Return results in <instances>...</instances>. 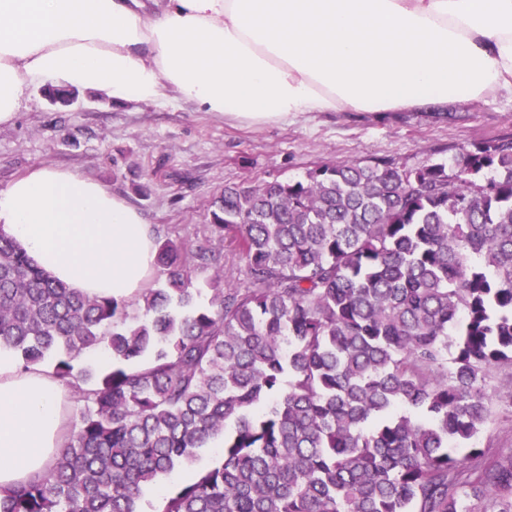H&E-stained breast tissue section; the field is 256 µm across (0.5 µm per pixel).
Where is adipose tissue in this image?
<instances>
[{
    "label": "adipose tissue",
    "mask_w": 512,
    "mask_h": 512,
    "mask_svg": "<svg viewBox=\"0 0 512 512\" xmlns=\"http://www.w3.org/2000/svg\"><path fill=\"white\" fill-rule=\"evenodd\" d=\"M35 82L266 125L467 103L512 91V0H0V125ZM0 232L83 295L130 300L155 272L144 216L74 172L0 190ZM69 414L65 383L0 351V493L44 473Z\"/></svg>",
    "instance_id": "1"
}]
</instances>
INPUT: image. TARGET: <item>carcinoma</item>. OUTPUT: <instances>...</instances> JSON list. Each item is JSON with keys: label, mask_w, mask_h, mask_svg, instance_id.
I'll return each mask as SVG.
<instances>
[{"label": "carcinoma", "mask_w": 512, "mask_h": 512, "mask_svg": "<svg viewBox=\"0 0 512 512\" xmlns=\"http://www.w3.org/2000/svg\"><path fill=\"white\" fill-rule=\"evenodd\" d=\"M209 215V246L155 241L162 281L134 301L75 293L0 233V350L53 358L83 403L0 512H147L216 440L156 512H512V453L476 444L512 369V137L226 185ZM97 350L105 369L76 367ZM220 456V448L209 447L200 449L192 463L186 466L176 467L171 473L161 477L157 488L146 490L145 500L152 502L155 507H158L160 503V493L182 484L195 472L211 466Z\"/></svg>", "instance_id": "1"}]
</instances>
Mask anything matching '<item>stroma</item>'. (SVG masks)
<instances>
[{
    "mask_svg": "<svg viewBox=\"0 0 512 512\" xmlns=\"http://www.w3.org/2000/svg\"><path fill=\"white\" fill-rule=\"evenodd\" d=\"M506 135L512 136L508 90L439 116L319 112L246 127L171 96L115 104L105 92L79 90L71 105L61 106L35 87L14 121L0 126V189L41 167L75 172L125 197L155 237L180 239L191 250L209 238L210 202L225 185L299 178L327 161L392 159L416 166ZM220 456L218 448L200 449L192 463L148 489L146 501L159 504L161 492Z\"/></svg>",
    "mask_w": 512,
    "mask_h": 512,
    "instance_id": "1",
    "label": "stroma"
}]
</instances>
